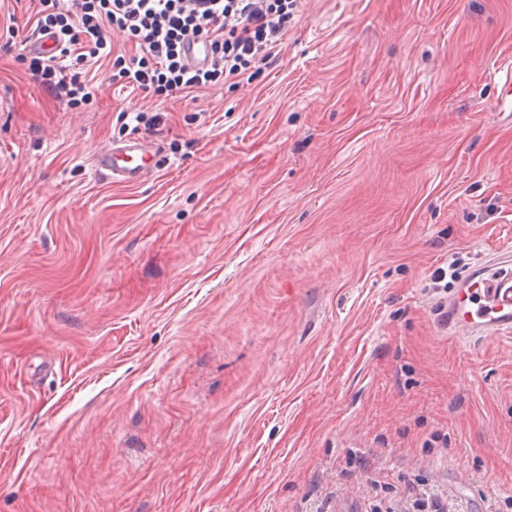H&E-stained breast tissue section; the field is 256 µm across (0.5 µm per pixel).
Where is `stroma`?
<instances>
[{
  "mask_svg": "<svg viewBox=\"0 0 512 512\" xmlns=\"http://www.w3.org/2000/svg\"><path fill=\"white\" fill-rule=\"evenodd\" d=\"M0 0V512H360L512 497V337L437 309L512 250V0H297L251 82L70 107ZM158 116L156 170L94 158ZM457 278L435 287L437 268ZM372 490L375 494L368 500L366 512H447L448 498L442 493L434 490L418 488L413 482L406 484L405 497L397 499L390 498L385 502V498L379 497L378 485L373 483ZM384 509V510H383Z\"/></svg>",
  "mask_w": 512,
  "mask_h": 512,
  "instance_id": "35a3bbf8",
  "label": "stroma"
}]
</instances>
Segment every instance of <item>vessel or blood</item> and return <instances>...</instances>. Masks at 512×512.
Segmentation results:
<instances>
[{"label": "vessel or blood", "mask_w": 512, "mask_h": 512, "mask_svg": "<svg viewBox=\"0 0 512 512\" xmlns=\"http://www.w3.org/2000/svg\"><path fill=\"white\" fill-rule=\"evenodd\" d=\"M183 54L191 64H206L209 45L200 38H188ZM154 165L144 142L131 137L99 152L94 167L115 182L133 186L149 175ZM445 309L449 333L462 330L476 337L511 333L512 255L505 253L491 264H479L449 296Z\"/></svg>", "instance_id": "obj_1"}]
</instances>
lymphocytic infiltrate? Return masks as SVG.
Returning a JSON list of instances; mask_svg holds the SVG:
<instances>
[{
  "instance_id": "f902f5d3",
  "label": "lymphocytic infiltrate",
  "mask_w": 512,
  "mask_h": 512,
  "mask_svg": "<svg viewBox=\"0 0 512 512\" xmlns=\"http://www.w3.org/2000/svg\"><path fill=\"white\" fill-rule=\"evenodd\" d=\"M36 32L52 35L53 57H31L28 68L54 85L69 105L93 97L90 65L111 59L113 39L138 47L120 67L126 87L171 96L230 80L249 81L275 55L296 0H39ZM207 39L212 61L192 69L181 45ZM405 496L369 501L366 512H448L443 494L409 483Z\"/></svg>"
}]
</instances>
